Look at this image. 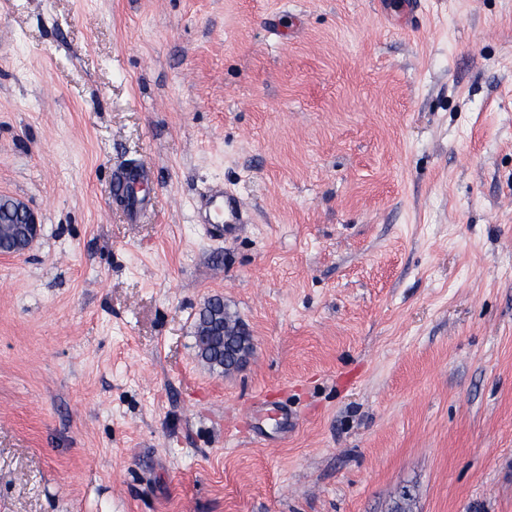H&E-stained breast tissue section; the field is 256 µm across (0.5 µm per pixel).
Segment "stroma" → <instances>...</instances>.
<instances>
[{"label": "stroma", "mask_w": 512, "mask_h": 512, "mask_svg": "<svg viewBox=\"0 0 512 512\" xmlns=\"http://www.w3.org/2000/svg\"><path fill=\"white\" fill-rule=\"evenodd\" d=\"M1 195L0 512H512V0H0ZM199 209L203 211L204 219L199 224H221L230 231L234 224H242V210L234 195L224 188V183H213L200 200ZM13 209L16 216V224H20L18 235L9 239L8 246L0 242V255H20L27 251L32 244L39 238L42 230V224L38 217L23 202L13 200ZM198 315L194 336L197 355L212 370L227 373L231 363L224 352V326L236 328L238 322L221 298L210 299Z\"/></svg>", "instance_id": "35a3bbf8"}]
</instances>
